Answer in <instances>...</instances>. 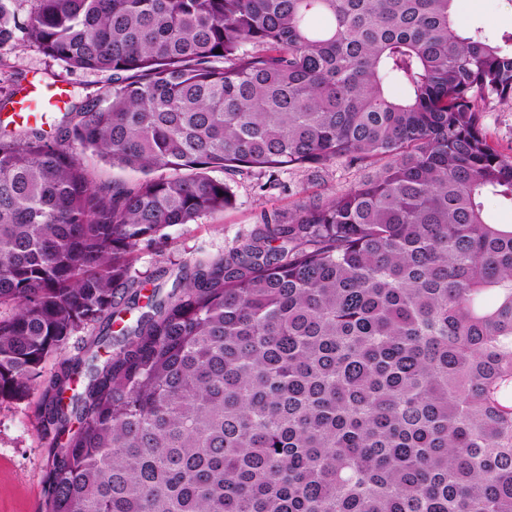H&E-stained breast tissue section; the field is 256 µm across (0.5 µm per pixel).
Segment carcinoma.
Here are the masks:
<instances>
[{"label": "carcinoma", "mask_w": 512, "mask_h": 512, "mask_svg": "<svg viewBox=\"0 0 512 512\" xmlns=\"http://www.w3.org/2000/svg\"><path fill=\"white\" fill-rule=\"evenodd\" d=\"M453 2L0 0V52L112 74L55 136L0 131V403L41 390L46 512H512V159L481 124L512 34ZM340 161L376 169L165 294L131 276L232 205L209 170ZM58 145L65 151L77 153L98 180L134 185L144 177L140 172L103 163L90 151H83L80 145L72 140H60Z\"/></svg>", "instance_id": "obj_1"}]
</instances>
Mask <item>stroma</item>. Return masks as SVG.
Listing matches in <instances>:
<instances>
[{"mask_svg": "<svg viewBox=\"0 0 512 512\" xmlns=\"http://www.w3.org/2000/svg\"><path fill=\"white\" fill-rule=\"evenodd\" d=\"M455 21L465 31L482 30L491 37L512 32V0H457ZM24 75L13 85L14 72ZM58 84L66 102L82 104L86 95L104 92L112 83L107 73L66 72L37 51L17 45L0 55V87H14V100L0 96V121L15 110V100L35 86ZM483 128L492 143L512 158V105L490 100L482 114ZM367 168L339 162L322 168H288L274 177L237 175L213 171L215 179H229L234 194L229 209L193 224H175L162 231V250H141L131 273L158 277L164 265L198 259H215L238 246L264 218L285 216L298 206L343 192L366 178ZM38 395L28 400L0 404V512H45V475L49 467L48 439L38 423Z\"/></svg>", "mask_w": 512, "mask_h": 512, "instance_id": "obj_1", "label": "stroma"}]
</instances>
